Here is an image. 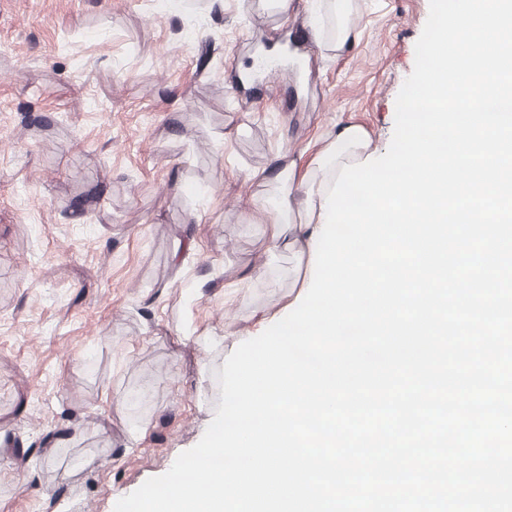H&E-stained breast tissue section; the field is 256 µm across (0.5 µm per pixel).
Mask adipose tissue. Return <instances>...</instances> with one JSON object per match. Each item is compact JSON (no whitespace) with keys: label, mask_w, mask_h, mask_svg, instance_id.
<instances>
[{"label":"adipose tissue","mask_w":512,"mask_h":512,"mask_svg":"<svg viewBox=\"0 0 512 512\" xmlns=\"http://www.w3.org/2000/svg\"><path fill=\"white\" fill-rule=\"evenodd\" d=\"M322 7L326 28L319 45L343 51L355 38L358 0H322ZM370 152L368 132L358 124H343L311 164L301 169L296 163H284L277 184L268 193L251 197V205L270 216L266 256L254 270L255 276L264 279L267 287L276 285L275 279L269 276L270 255L286 247L300 255L311 256L313 240L304 230L322 225L326 195L320 189L321 184H335L344 165L364 162Z\"/></svg>","instance_id":"adipose-tissue-1"}]
</instances>
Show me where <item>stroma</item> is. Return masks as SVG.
<instances>
[{"instance_id":"1","label":"stroma","mask_w":512,"mask_h":512,"mask_svg":"<svg viewBox=\"0 0 512 512\" xmlns=\"http://www.w3.org/2000/svg\"><path fill=\"white\" fill-rule=\"evenodd\" d=\"M260 0H0V512H114L203 436L216 375L282 319L305 266L255 278L269 217L244 200L337 124L379 152L429 0H359L321 50ZM305 24L275 88L259 48Z\"/></svg>"}]
</instances>
